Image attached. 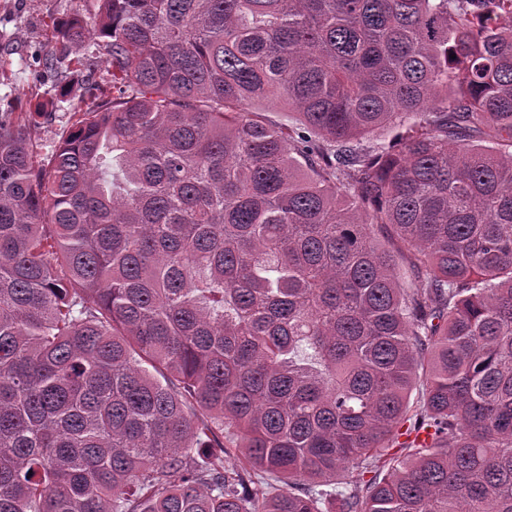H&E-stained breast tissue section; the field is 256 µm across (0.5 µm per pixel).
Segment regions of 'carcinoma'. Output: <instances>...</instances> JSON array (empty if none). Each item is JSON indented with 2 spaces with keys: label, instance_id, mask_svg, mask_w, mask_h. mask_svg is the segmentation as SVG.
Segmentation results:
<instances>
[{
  "label": "carcinoma",
  "instance_id": "obj_1",
  "mask_svg": "<svg viewBox=\"0 0 512 512\" xmlns=\"http://www.w3.org/2000/svg\"><path fill=\"white\" fill-rule=\"evenodd\" d=\"M54 31L112 98L0 115V512H512V0ZM95 62L88 68L83 69L81 72L75 73L73 82L84 83L85 85L91 84H103L104 80L109 78L108 76V65L105 62V58H97ZM63 107L56 111H48L52 113L46 114L39 119V127L36 129L35 141L37 144L36 150L39 151L41 147L48 149V145L57 141L62 135L63 131L70 125L69 112H73L69 103L62 104Z\"/></svg>",
  "mask_w": 512,
  "mask_h": 512
}]
</instances>
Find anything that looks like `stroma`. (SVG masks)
I'll list each match as a JSON object with an SVG mask.
<instances>
[{
    "label": "stroma",
    "instance_id": "1",
    "mask_svg": "<svg viewBox=\"0 0 512 512\" xmlns=\"http://www.w3.org/2000/svg\"><path fill=\"white\" fill-rule=\"evenodd\" d=\"M100 0H0V113L23 112L29 103L55 94L61 77L39 66L59 53L56 21L97 19Z\"/></svg>",
    "mask_w": 512,
    "mask_h": 512
}]
</instances>
